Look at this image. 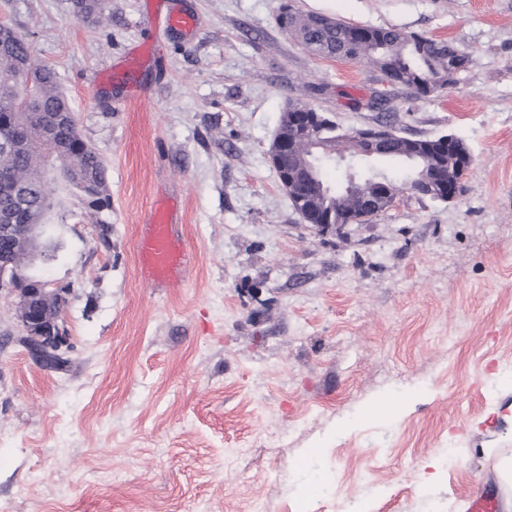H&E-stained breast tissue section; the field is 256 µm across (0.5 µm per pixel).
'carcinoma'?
<instances>
[{
    "label": "carcinoma",
    "instance_id": "1",
    "mask_svg": "<svg viewBox=\"0 0 512 512\" xmlns=\"http://www.w3.org/2000/svg\"><path fill=\"white\" fill-rule=\"evenodd\" d=\"M73 16L87 20L103 11V0H70ZM285 32L295 35L311 53L334 58L367 59L393 85L414 86L423 96L448 86V53L457 52L458 61L468 55L456 51L445 41L407 32L394 27H368L343 22L339 19L304 17L293 11L283 19ZM0 106L5 112L22 113L27 107L20 105L25 96L35 98L36 111L53 112L63 98L54 71L39 63L30 43L12 28L0 25ZM64 142L61 153L55 154L40 142L37 131L28 135L26 149L0 152V204L8 206L15 201L18 183H25L27 198L17 205L14 222L25 223L30 214L38 211L42 201L40 185L47 174L53 172L70 184H81L86 189L85 200L98 211L111 208L108 194L107 166L98 153L84 140L78 125L71 122L59 129ZM413 151L408 145L390 146L382 158V169L387 188L394 194L407 191L405 182L393 176L388 164L410 163L406 154ZM428 155L439 160L447 176H458L457 161L432 148ZM360 192L342 194L331 200L328 208L337 220L354 212L366 216L368 224L385 212L382 195L369 184V175L362 172ZM371 196L373 210H368L361 195ZM292 198L311 206L314 220L324 218L322 195L318 185L299 180L294 185Z\"/></svg>",
    "mask_w": 512,
    "mask_h": 512
}]
</instances>
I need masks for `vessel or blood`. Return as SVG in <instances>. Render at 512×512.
Masks as SVG:
<instances>
[{
  "instance_id": "obj_1",
  "label": "vessel or blood",
  "mask_w": 512,
  "mask_h": 512,
  "mask_svg": "<svg viewBox=\"0 0 512 512\" xmlns=\"http://www.w3.org/2000/svg\"><path fill=\"white\" fill-rule=\"evenodd\" d=\"M138 255L143 278L177 285L189 262V252L165 211H151L138 227Z\"/></svg>"
}]
</instances>
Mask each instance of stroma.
<instances>
[{
    "instance_id": "obj_1",
    "label": "stroma",
    "mask_w": 512,
    "mask_h": 512,
    "mask_svg": "<svg viewBox=\"0 0 512 512\" xmlns=\"http://www.w3.org/2000/svg\"><path fill=\"white\" fill-rule=\"evenodd\" d=\"M283 0H0L107 165L112 206L55 176L71 291L66 371L15 342L0 296V512H463L512 457V0H292L470 57L447 89L392 92L395 131L473 157L455 202L399 194L370 224L301 219L268 149L287 102L345 128L382 75L319 57ZM191 13L195 32L157 16ZM167 205L193 252L178 288L136 275L135 226ZM112 226L111 244L97 236ZM454 464L424 486L441 449Z\"/></svg>"
}]
</instances>
